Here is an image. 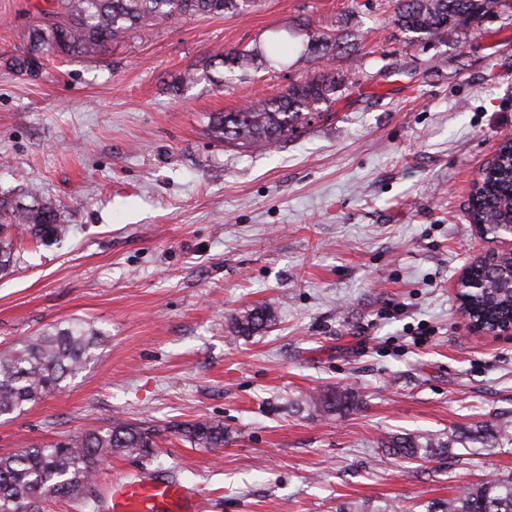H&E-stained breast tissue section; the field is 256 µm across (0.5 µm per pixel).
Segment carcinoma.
<instances>
[{"instance_id":"1","label":"carcinoma","mask_w":512,"mask_h":512,"mask_svg":"<svg viewBox=\"0 0 512 512\" xmlns=\"http://www.w3.org/2000/svg\"><path fill=\"white\" fill-rule=\"evenodd\" d=\"M260 0H48L37 10V20L27 52L14 58L18 74L30 75L41 67L42 55L62 58L92 57L112 43L173 18L245 15ZM502 0H397L393 24L403 34L422 40L441 37L450 30H471L493 14ZM295 48L284 39L251 50H228L212 55L206 73L221 67L247 71L270 56L317 62L320 67L288 83L272 98L252 102L235 112H213L207 132L218 142L244 150L267 149L302 133L323 109L336 103L340 80L329 69L336 57L356 50L339 38L311 31ZM512 219V152L488 174L477 196L472 220L502 224ZM67 227L59 207L35 191L18 198H0V276L13 271L15 243L58 239ZM512 276V256L495 264L481 265L473 278L490 285ZM473 307L485 326L512 319V292L474 295ZM271 314L254 307L233 319L243 336L266 328ZM102 343L100 333L80 319L67 321L0 351V416L11 415L29 403L64 388L94 359ZM326 415L341 416L358 410L362 399L357 389L331 387L310 397ZM183 442L194 447L224 446V426L208 420L185 421L173 426ZM160 426L115 418L106 428L73 435L65 441L26 448L0 456V512H41L49 499L79 498L91 487L99 466L116 454L153 456L159 448ZM479 443L486 448L512 447V419H499L475 429L449 435L387 436L380 447L387 454L415 461L446 459L452 448ZM425 512H512V476L463 488L457 495L426 505Z\"/></svg>"}]
</instances>
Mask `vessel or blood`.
<instances>
[{"label": "vessel or blood", "mask_w": 512, "mask_h": 512, "mask_svg": "<svg viewBox=\"0 0 512 512\" xmlns=\"http://www.w3.org/2000/svg\"><path fill=\"white\" fill-rule=\"evenodd\" d=\"M106 489L108 512H197L193 488L149 473L112 479Z\"/></svg>", "instance_id": "1"}]
</instances>
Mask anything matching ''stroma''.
Masks as SVG:
<instances>
[{"mask_svg":"<svg viewBox=\"0 0 512 512\" xmlns=\"http://www.w3.org/2000/svg\"><path fill=\"white\" fill-rule=\"evenodd\" d=\"M37 3L0 0V198L37 188L69 231L24 242L0 277V350L72 318L106 342L65 389L0 417V455L149 421L159 456H113L95 495L146 472L198 488L200 512L407 508L512 474V447L424 463L378 446L512 413V335L472 331L457 299L462 269L492 248L469 194L512 133V0L428 44L392 24L393 0H264L19 75L9 62ZM314 30L360 45L331 64V111L262 152L212 140L210 113L274 96L308 66L181 76ZM256 306L270 326L240 336L232 317ZM346 384L359 411L328 419L308 400ZM195 419L222 424L223 447L171 433Z\"/></svg>","mask_w":512,"mask_h":512,"instance_id":"35a3bbf8","label":"stroma"}]
</instances>
